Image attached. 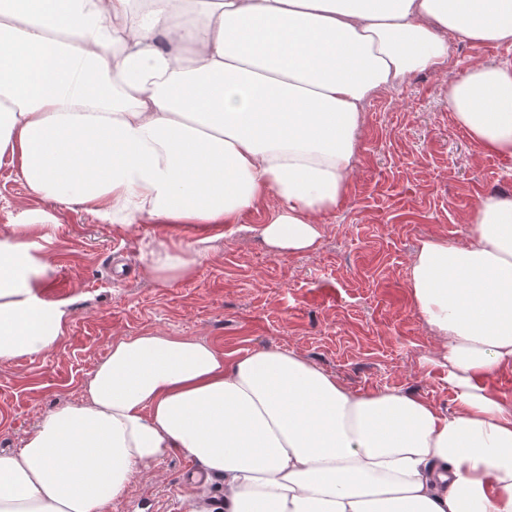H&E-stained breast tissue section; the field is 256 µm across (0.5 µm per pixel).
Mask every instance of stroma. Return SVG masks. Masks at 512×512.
<instances>
[{"instance_id":"stroma-1","label":"stroma","mask_w":512,"mask_h":512,"mask_svg":"<svg viewBox=\"0 0 512 512\" xmlns=\"http://www.w3.org/2000/svg\"><path fill=\"white\" fill-rule=\"evenodd\" d=\"M450 44L444 72L415 74L367 101L346 196L320 216L308 252L265 244L256 231L263 202L225 229L191 278L163 283L138 245L156 225L142 222L133 235L100 223L36 195L0 162V225L23 210L56 218L52 280L65 282L72 309L56 349L0 365V451L20 448L41 413L78 401L115 338L154 331L207 340L234 358L291 350L352 391L395 389L453 412L447 347L414 305L409 269L421 241L467 240L472 198H512V156L481 152L448 109L450 77L512 58V46ZM191 473L185 459H165L137 473L111 512H185Z\"/></svg>"}]
</instances>
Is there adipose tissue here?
Here are the masks:
<instances>
[{
	"label": "adipose tissue",
	"mask_w": 512,
	"mask_h": 512,
	"mask_svg": "<svg viewBox=\"0 0 512 512\" xmlns=\"http://www.w3.org/2000/svg\"><path fill=\"white\" fill-rule=\"evenodd\" d=\"M0 0V159L44 199L140 241L187 279L224 227L275 204L259 235L309 250L354 173L364 104L444 70L447 34L512 45V0ZM484 153L512 156V60L448 82ZM462 244L422 241L409 286L448 347L457 408L357 393L294 352L241 358L195 338L113 341L80 402L0 453V512H108L165 458L220 481L188 512H512V410L484 381L512 366V199L484 197ZM60 226L0 228V365L57 348L71 308L47 297Z\"/></svg>",
	"instance_id": "obj_1"
}]
</instances>
